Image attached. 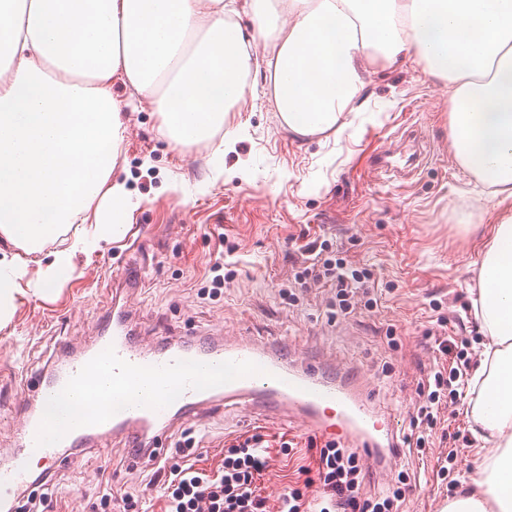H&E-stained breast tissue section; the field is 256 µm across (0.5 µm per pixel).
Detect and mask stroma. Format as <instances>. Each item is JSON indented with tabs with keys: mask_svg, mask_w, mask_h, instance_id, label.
<instances>
[{
	"mask_svg": "<svg viewBox=\"0 0 512 512\" xmlns=\"http://www.w3.org/2000/svg\"><path fill=\"white\" fill-rule=\"evenodd\" d=\"M367 102L340 138H296L279 124L263 83L230 114L233 152L225 174L209 163L207 145L170 144L148 105L130 113L115 173L133 209L125 236L77 256L70 279L46 295H20L10 323L0 328V453L19 424L15 396L20 368L47 367L60 349L94 336L112 296V280L136 266L142 286L131 297L139 333L170 338L221 336L288 348L292 363L323 360L356 376L372 401L397 418L399 433L417 413L419 390L437 366V340L457 336L475 349L484 333L475 319L482 242L503 213L486 204L474 177L457 163L448 139V87L405 66L371 75ZM418 129L426 157L415 176L397 182L368 178L364 165L392 149L401 123ZM328 241L356 266L369 268L383 290L377 308L356 297L340 311L334 288H304L294 279L304 267L303 247ZM234 261L230 283L212 285L211 266ZM474 395L444 410L426 432L424 450L382 451L381 464L360 457L362 492H385L393 475L407 472L410 489L399 512H441L454 492L437 476L456 452V482L479 465L469 419ZM196 441L199 466L220 462L227 441L264 434L291 439L297 458L271 451L259 487L270 512L295 478L298 458H309L312 431L301 423L262 420L251 411L212 408L182 424ZM151 469L133 468L121 439L75 451L53 476L48 512H104L107 490L144 491L145 512H162L159 493L147 489Z\"/></svg>",
	"mask_w": 512,
	"mask_h": 512,
	"instance_id": "stroma-1",
	"label": "stroma"
}]
</instances>
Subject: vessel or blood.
<instances>
[{
  "instance_id": "1",
  "label": "vessel or blood",
  "mask_w": 512,
  "mask_h": 512,
  "mask_svg": "<svg viewBox=\"0 0 512 512\" xmlns=\"http://www.w3.org/2000/svg\"><path fill=\"white\" fill-rule=\"evenodd\" d=\"M421 152V140L410 132L404 146L372 154L367 168L398 179L414 169ZM141 285L130 269L113 280L97 336L80 351L59 352L23 384L24 416L13 448L0 459V512H22L21 492L33 478L26 460L39 459L48 471L65 464L70 450L112 434L132 444L135 465H153L172 432L205 405L283 414L325 436L359 434L362 451L375 458L381 443L396 440L394 417L330 378L323 364L299 371L280 349L210 336L173 341L160 335L143 345L127 306ZM105 384L112 401L91 403L89 390Z\"/></svg>"
}]
</instances>
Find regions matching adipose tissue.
Returning a JSON list of instances; mask_svg holds the SVG:
<instances>
[{"mask_svg": "<svg viewBox=\"0 0 512 512\" xmlns=\"http://www.w3.org/2000/svg\"><path fill=\"white\" fill-rule=\"evenodd\" d=\"M0 50L1 326L22 287L50 291L125 232L114 171L134 103L173 144L217 140L220 170L235 149L223 128L259 70L289 134L338 138L372 72L420 64L448 86L456 160L489 201H512V0H0ZM478 282L480 464L442 512H512V216L484 243Z\"/></svg>", "mask_w": 512, "mask_h": 512, "instance_id": "obj_1", "label": "adipose tissue"}]
</instances>
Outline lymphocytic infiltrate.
Returning a JSON list of instances; mask_svg holds the SVG:
<instances>
[{"label": "lymphocytic infiltrate", "instance_id": "f902f5d3", "mask_svg": "<svg viewBox=\"0 0 512 512\" xmlns=\"http://www.w3.org/2000/svg\"><path fill=\"white\" fill-rule=\"evenodd\" d=\"M314 260L299 274L304 283L329 282L336 289L341 309H348L356 294H365L366 308L377 305L370 298V274L345 258L317 256L316 244L305 247ZM446 364L433 373L423 390L417 417L426 427L436 426L443 409L460 401L468 387L465 347L455 338L438 343ZM193 439L180 441L175 452L161 461L156 479L164 501V512H266L258 492V480L268 471L271 456L264 437L254 434L235 439L224 451L220 464L207 470L196 467ZM302 484L288 486L280 497L278 512H394L405 493V474H398L389 495L360 499L362 469L352 449L329 440L318 448L313 465L298 469Z\"/></svg>", "mask_w": 512, "mask_h": 512}]
</instances>
